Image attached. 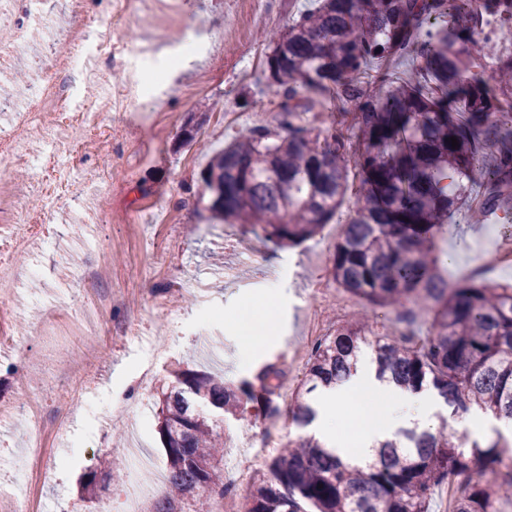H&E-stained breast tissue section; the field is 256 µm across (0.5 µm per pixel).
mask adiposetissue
<instances>
[{"mask_svg":"<svg viewBox=\"0 0 512 512\" xmlns=\"http://www.w3.org/2000/svg\"><path fill=\"white\" fill-rule=\"evenodd\" d=\"M375 386L382 388L387 397V405L380 415L363 418L352 438L353 455H362L378 442L393 438L397 432L412 426L435 428L436 423L431 417V400L427 393L404 391L388 384L378 385L374 372L364 369L345 384L330 391L329 410L320 420L323 436L340 441L343 424L341 409L351 406L360 393Z\"/></svg>","mask_w":512,"mask_h":512,"instance_id":"adipose-tissue-1","label":"adipose tissue"}]
</instances>
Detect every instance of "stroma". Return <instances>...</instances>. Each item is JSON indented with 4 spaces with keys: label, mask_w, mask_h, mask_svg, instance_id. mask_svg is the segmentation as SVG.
Wrapping results in <instances>:
<instances>
[{
    "label": "stroma",
    "mask_w": 512,
    "mask_h": 512,
    "mask_svg": "<svg viewBox=\"0 0 512 512\" xmlns=\"http://www.w3.org/2000/svg\"><path fill=\"white\" fill-rule=\"evenodd\" d=\"M180 3L181 15L172 20L129 17L126 41L146 36L160 48L108 74L131 100L120 118L105 116L117 133L98 152L83 155L37 132L25 145L26 162L0 158V198L47 215L43 238L10 259L15 292L8 324L17 347L0 353V404H37L44 432L37 441L25 419L0 421V495L12 492L18 464L40 445L51 446L44 512H121L132 470L141 487H154V474L166 468L158 403L183 363L237 381L276 362L281 388L291 393L304 374L291 359L293 348H311L352 316H368L373 335L391 333L403 311L420 333L429 328L428 314L414 303L399 312L375 310L344 296L334 281V245L352 199L314 238L281 250L242 225L219 223L199 203L200 173L213 151L250 127H277L278 98L264 75L266 38L309 0ZM45 37L36 30L26 43L0 46L8 59L0 78L19 74L33 87L29 61ZM221 112L234 121L217 123ZM192 117L203 121L197 139L179 147ZM51 155L75 171L111 169L112 181L82 205L63 200L47 208L42 176ZM511 238L512 216L455 213L437 239L438 266L451 287L469 285L463 271L474 257ZM102 263L110 273L94 279ZM229 264L241 267L240 282L225 281ZM315 281L325 290L317 300L309 296ZM264 326L270 338L239 364L241 343ZM87 339L98 344L95 370L68 375V357ZM105 457L112 460V489L93 498L80 482Z\"/></svg>",
    "instance_id": "35a3bbf8"
}]
</instances>
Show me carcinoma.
I'll return each mask as SVG.
<instances>
[{
  "label": "carcinoma",
  "instance_id": "obj_1",
  "mask_svg": "<svg viewBox=\"0 0 512 512\" xmlns=\"http://www.w3.org/2000/svg\"><path fill=\"white\" fill-rule=\"evenodd\" d=\"M479 16L511 29L512 0H313L268 38L279 130L239 133L201 172L213 216L258 226L275 246L314 238L352 195L333 279L373 307L412 301L431 313L418 341L370 338L354 320L317 342L290 411L301 428L318 417L314 394L348 380L367 356L377 380L432 391L454 416L512 419V286L450 288L435 255L444 217L471 196L484 215L512 210V54L495 79L479 71L488 45ZM404 58L416 75H397ZM317 105L341 120L297 123ZM281 375L274 363L237 383L174 371L158 412L166 490L142 512H224V422L279 415ZM502 447L411 428L356 462L307 434L251 477L243 512H429L430 491L460 475L452 512H500L512 502ZM100 480L112 483V460L86 473L84 487Z\"/></svg>",
  "mask_w": 512,
  "mask_h": 512
}]
</instances>
